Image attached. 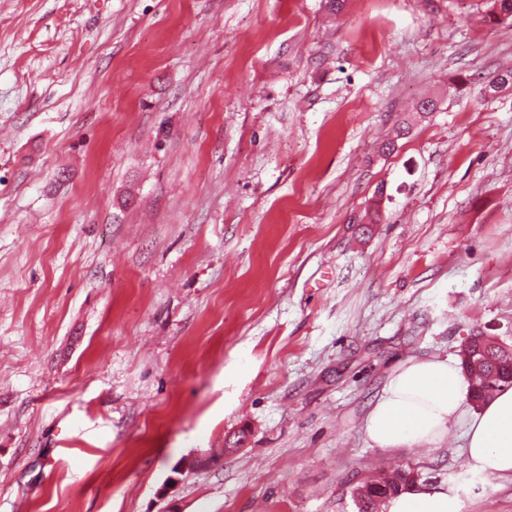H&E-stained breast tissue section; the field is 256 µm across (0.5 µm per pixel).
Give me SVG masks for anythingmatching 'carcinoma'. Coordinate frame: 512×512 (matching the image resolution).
I'll use <instances>...</instances> for the list:
<instances>
[{"label":"carcinoma","instance_id":"cac0c4a2","mask_svg":"<svg viewBox=\"0 0 512 512\" xmlns=\"http://www.w3.org/2000/svg\"><path fill=\"white\" fill-rule=\"evenodd\" d=\"M512 20V0H489L485 22L490 26ZM460 368L470 382L469 399L479 407L496 393L512 388V344L473 333L458 351ZM411 469H401L357 486L353 499L358 512H376L377 505L415 483Z\"/></svg>","mask_w":512,"mask_h":512}]
</instances>
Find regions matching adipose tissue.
Listing matches in <instances>:
<instances>
[{
    "instance_id": "ef3b65f1",
    "label": "adipose tissue",
    "mask_w": 512,
    "mask_h": 512,
    "mask_svg": "<svg viewBox=\"0 0 512 512\" xmlns=\"http://www.w3.org/2000/svg\"><path fill=\"white\" fill-rule=\"evenodd\" d=\"M467 388L458 366L449 359L405 361L366 416L369 443L380 449L432 445L464 418L471 470L512 476V389L498 393L469 419L464 410ZM388 512H454V499L443 486L411 487L389 498Z\"/></svg>"
}]
</instances>
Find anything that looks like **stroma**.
<instances>
[{
  "instance_id": "1",
  "label": "stroma",
  "mask_w": 512,
  "mask_h": 512,
  "mask_svg": "<svg viewBox=\"0 0 512 512\" xmlns=\"http://www.w3.org/2000/svg\"><path fill=\"white\" fill-rule=\"evenodd\" d=\"M485 5L0 0V512H356L401 466L512 512L464 426L364 429L408 358L512 344Z\"/></svg>"
}]
</instances>
